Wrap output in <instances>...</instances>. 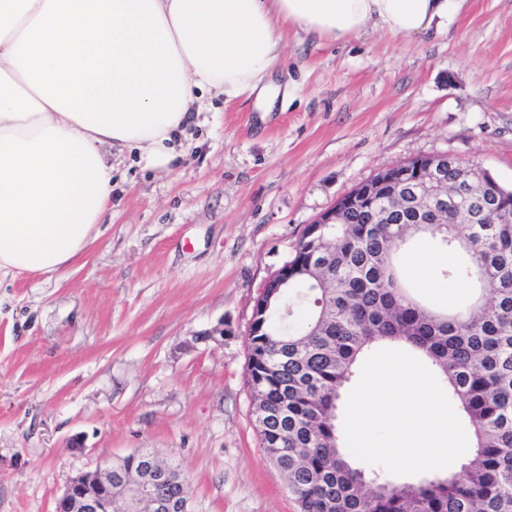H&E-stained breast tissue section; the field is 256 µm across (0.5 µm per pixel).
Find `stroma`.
Wrapping results in <instances>:
<instances>
[{"mask_svg": "<svg viewBox=\"0 0 512 512\" xmlns=\"http://www.w3.org/2000/svg\"><path fill=\"white\" fill-rule=\"evenodd\" d=\"M271 112L205 110L148 168L124 153L87 254L0 277V512H54L69 479L147 448L178 466L189 512H299L252 417L247 333L264 282L343 194L417 155L452 154L512 187V0H464L438 33L324 44L289 27ZM436 239L403 252L445 309ZM223 329L224 342L201 341ZM80 439L83 448L71 447Z\"/></svg>", "mask_w": 512, "mask_h": 512, "instance_id": "stroma-1", "label": "stroma"}]
</instances>
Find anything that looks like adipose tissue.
Here are the masks:
<instances>
[{
	"instance_id": "adipose-tissue-1",
	"label": "adipose tissue",
	"mask_w": 512,
	"mask_h": 512,
	"mask_svg": "<svg viewBox=\"0 0 512 512\" xmlns=\"http://www.w3.org/2000/svg\"><path fill=\"white\" fill-rule=\"evenodd\" d=\"M462 0H0V273L55 274L111 207L108 149L175 158L196 92L272 106L284 27L418 40Z\"/></svg>"
}]
</instances>
